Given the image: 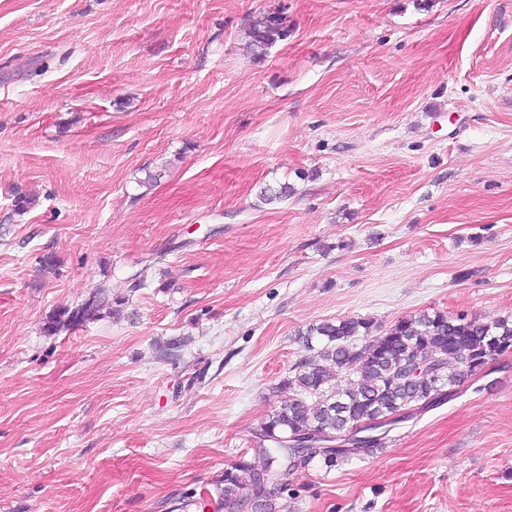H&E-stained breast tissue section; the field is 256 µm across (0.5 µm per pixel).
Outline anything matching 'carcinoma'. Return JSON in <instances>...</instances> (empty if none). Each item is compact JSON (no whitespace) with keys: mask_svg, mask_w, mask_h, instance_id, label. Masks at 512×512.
Instances as JSON below:
<instances>
[{"mask_svg":"<svg viewBox=\"0 0 512 512\" xmlns=\"http://www.w3.org/2000/svg\"><path fill=\"white\" fill-rule=\"evenodd\" d=\"M288 37L285 18L264 16L248 30L246 50L258 58ZM361 317L326 320L300 334L311 355L301 358L279 381V405L256 434L264 464L240 460L224 471L217 508L224 512H275L274 497L288 472L319 461L332 469L382 447L390 428L458 393L490 362L512 349V319L482 321L446 312L405 317L373 334ZM439 351L454 357L436 376L414 380L404 371ZM344 375L345 385L336 384Z\"/></svg>","mask_w":512,"mask_h":512,"instance_id":"carcinoma-1","label":"carcinoma"}]
</instances>
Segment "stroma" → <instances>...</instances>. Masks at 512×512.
<instances>
[{
    "mask_svg": "<svg viewBox=\"0 0 512 512\" xmlns=\"http://www.w3.org/2000/svg\"><path fill=\"white\" fill-rule=\"evenodd\" d=\"M433 310L512 318V0H0V512H218L298 331ZM276 502L512 512V350ZM287 37L288 26L285 25V18L277 12H271L249 28L246 50L251 56L258 58L264 56L267 49L277 41Z\"/></svg>",
    "mask_w": 512,
    "mask_h": 512,
    "instance_id": "stroma-1",
    "label": "stroma"
}]
</instances>
